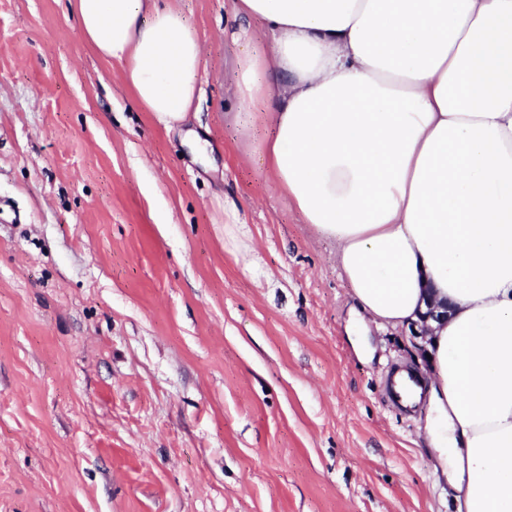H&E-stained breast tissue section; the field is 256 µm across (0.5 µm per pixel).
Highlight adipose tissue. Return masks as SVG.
I'll return each mask as SVG.
<instances>
[{"instance_id":"ef3b65f1","label":"adipose tissue","mask_w":512,"mask_h":512,"mask_svg":"<svg viewBox=\"0 0 512 512\" xmlns=\"http://www.w3.org/2000/svg\"><path fill=\"white\" fill-rule=\"evenodd\" d=\"M85 40L165 128L200 88V44L158 0H75ZM231 35L263 101L257 149L303 223L337 245L346 327L401 329L427 301L435 469L458 512H512V0H237Z\"/></svg>"}]
</instances>
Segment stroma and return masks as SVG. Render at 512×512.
Segmentation results:
<instances>
[{
	"mask_svg": "<svg viewBox=\"0 0 512 512\" xmlns=\"http://www.w3.org/2000/svg\"><path fill=\"white\" fill-rule=\"evenodd\" d=\"M164 3L202 48L170 131L73 0H0V512H454L387 395L414 337L358 358L336 244L260 156L234 0Z\"/></svg>",
	"mask_w": 512,
	"mask_h": 512,
	"instance_id": "1",
	"label": "stroma"
}]
</instances>
